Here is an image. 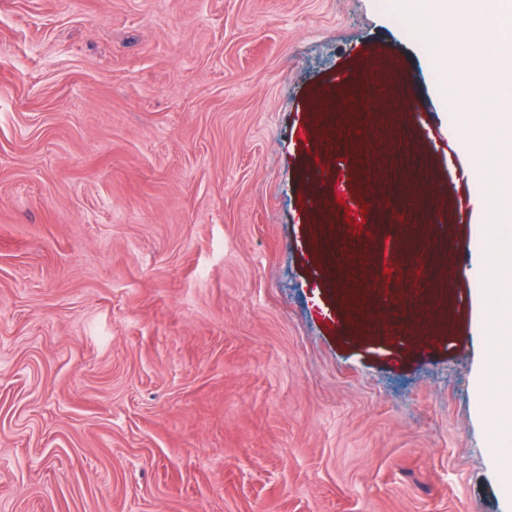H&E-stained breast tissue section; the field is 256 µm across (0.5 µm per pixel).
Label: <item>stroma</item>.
<instances>
[{
  "instance_id": "stroma-1",
  "label": "stroma",
  "mask_w": 512,
  "mask_h": 512,
  "mask_svg": "<svg viewBox=\"0 0 512 512\" xmlns=\"http://www.w3.org/2000/svg\"><path fill=\"white\" fill-rule=\"evenodd\" d=\"M464 108L388 0H0V512H512ZM330 111L425 264L310 211Z\"/></svg>"
}]
</instances>
